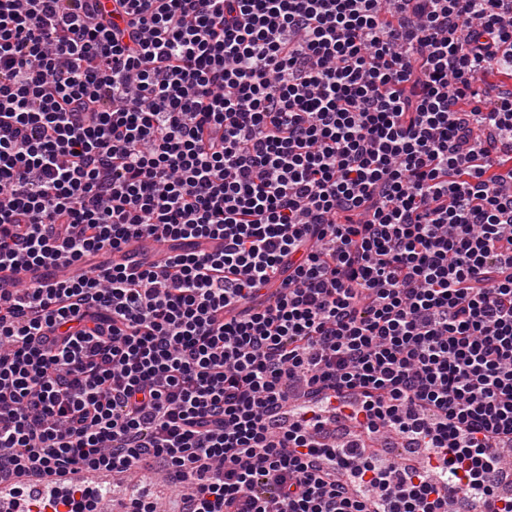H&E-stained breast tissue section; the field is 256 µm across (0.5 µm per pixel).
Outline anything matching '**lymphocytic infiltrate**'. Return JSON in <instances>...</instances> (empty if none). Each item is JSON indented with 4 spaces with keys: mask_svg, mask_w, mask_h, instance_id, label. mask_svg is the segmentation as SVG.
Returning a JSON list of instances; mask_svg holds the SVG:
<instances>
[{
    "mask_svg": "<svg viewBox=\"0 0 512 512\" xmlns=\"http://www.w3.org/2000/svg\"><path fill=\"white\" fill-rule=\"evenodd\" d=\"M502 73L512 0H0V484L512 512Z\"/></svg>",
    "mask_w": 512,
    "mask_h": 512,
    "instance_id": "obj_1",
    "label": "lymphocytic infiltrate"
}]
</instances>
